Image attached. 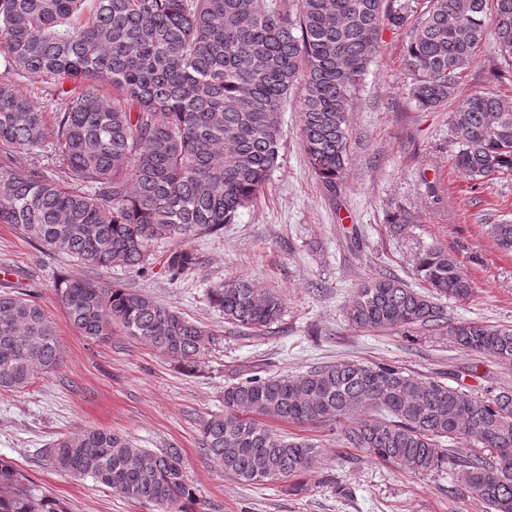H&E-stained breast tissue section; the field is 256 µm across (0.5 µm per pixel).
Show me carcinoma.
Instances as JSON below:
<instances>
[{
  "label": "carcinoma",
  "instance_id": "obj_1",
  "mask_svg": "<svg viewBox=\"0 0 512 512\" xmlns=\"http://www.w3.org/2000/svg\"><path fill=\"white\" fill-rule=\"evenodd\" d=\"M0 0V224L86 269L144 270L153 242L210 235L253 206L277 166L282 109L302 86L301 139L310 167L329 190L350 155L349 112L379 48L382 27H407L409 94L422 110L456 97L463 71L494 40L512 68V0ZM38 84L52 119L17 83ZM112 85V99L101 80ZM453 164L479 184L512 173V100L492 91L451 112ZM46 152L58 172L21 161ZM512 252V223L489 224ZM195 255L173 249L172 280ZM420 292L385 275L365 284L348 322L372 330L427 328L443 320L437 298L465 299L472 285L442 248L416 258ZM74 329L105 341L118 326L190 372L215 333L150 295L95 277L55 285ZM224 322L260 334L281 318L282 298L232 277L211 289ZM458 348L512 361V328L448 325ZM61 365L57 328L44 307L15 286L0 290V391L20 394ZM368 417L344 431L350 448L412 472L452 460L457 480L489 512H512V391L492 398L394 365L344 360L298 376L260 371L224 387V412L201 423V446L215 468L249 483L312 467L319 446L289 441L268 420L315 424ZM479 436L488 454L455 456L443 441ZM53 468L89 477L155 512H203L180 448H139L102 428L59 436ZM0 512H66L48 491L0 460Z\"/></svg>",
  "mask_w": 512,
  "mask_h": 512
}]
</instances>
